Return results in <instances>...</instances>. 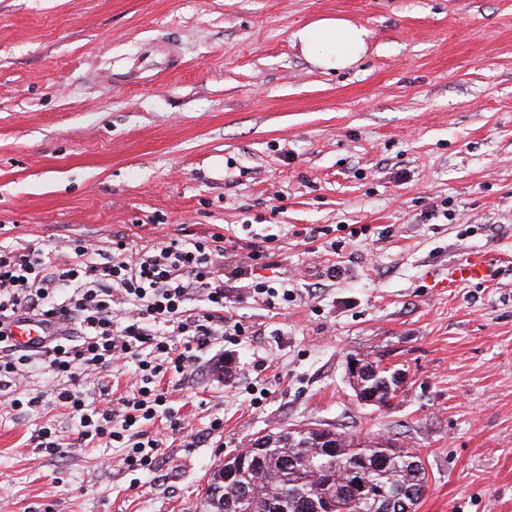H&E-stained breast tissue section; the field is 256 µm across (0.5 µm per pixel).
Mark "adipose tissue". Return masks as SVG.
Segmentation results:
<instances>
[{
	"mask_svg": "<svg viewBox=\"0 0 512 512\" xmlns=\"http://www.w3.org/2000/svg\"><path fill=\"white\" fill-rule=\"evenodd\" d=\"M367 37L348 19L320 17L297 29L293 42L312 66L327 72L349 68L365 52Z\"/></svg>",
	"mask_w": 512,
	"mask_h": 512,
	"instance_id": "adipose-tissue-1",
	"label": "adipose tissue"
}]
</instances>
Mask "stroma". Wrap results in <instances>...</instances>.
<instances>
[{
  "mask_svg": "<svg viewBox=\"0 0 512 512\" xmlns=\"http://www.w3.org/2000/svg\"><path fill=\"white\" fill-rule=\"evenodd\" d=\"M320 16L367 30L348 69L294 45ZM215 232L276 235L290 299L166 377L201 442L161 430L131 471L38 449L62 409L0 412L9 512H202L226 456L297 424L419 449L416 512H512V0H0V242ZM473 251L490 278L439 287ZM350 355L400 369L390 406Z\"/></svg>",
  "mask_w": 512,
  "mask_h": 512,
  "instance_id": "stroma-1",
  "label": "stroma"
}]
</instances>
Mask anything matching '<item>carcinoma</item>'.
<instances>
[{
    "label": "carcinoma",
    "mask_w": 512,
    "mask_h": 512,
    "mask_svg": "<svg viewBox=\"0 0 512 512\" xmlns=\"http://www.w3.org/2000/svg\"><path fill=\"white\" fill-rule=\"evenodd\" d=\"M371 368L366 388L390 405L399 373L363 358ZM235 470L231 482L216 468L204 492L203 512H395L394 501L415 492L421 499L428 473L416 449L389 441L360 443L344 435L336 448H321L311 431L263 436Z\"/></svg>",
    "instance_id": "cac0c4a2"
}]
</instances>
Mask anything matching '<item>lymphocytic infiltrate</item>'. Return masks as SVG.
I'll return each mask as SVG.
<instances>
[{"label": "lymphocytic infiltrate", "mask_w": 512, "mask_h": 512, "mask_svg": "<svg viewBox=\"0 0 512 512\" xmlns=\"http://www.w3.org/2000/svg\"><path fill=\"white\" fill-rule=\"evenodd\" d=\"M272 256L271 246L256 242L239 253L221 233L151 245L116 235L108 250L79 238L65 257L0 245V392L10 391L15 413L41 406L25 386L32 372L45 370L56 381L53 403L75 426L66 435L40 428L39 448L53 455L105 441L123 449L124 468L154 469L161 442L150 424L159 420L180 430L186 423L169 406L163 380L191 376L199 352L217 338L246 335L232 313L244 297L269 304L287 299V289L263 276ZM23 317L56 325V337L44 348L19 352L8 326ZM128 362L139 377L135 392L103 396L98 405L87 400L84 381Z\"/></svg>", "instance_id": "obj_1"}]
</instances>
